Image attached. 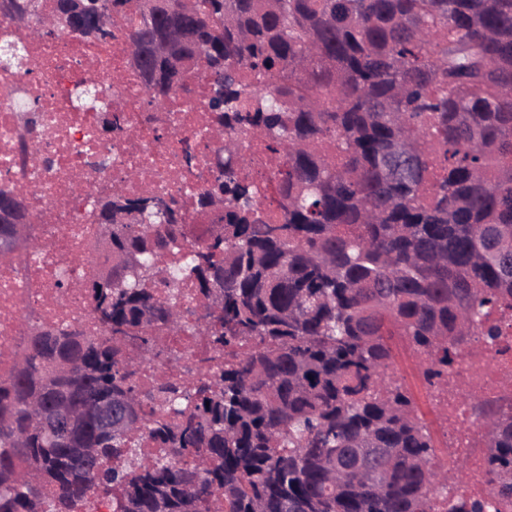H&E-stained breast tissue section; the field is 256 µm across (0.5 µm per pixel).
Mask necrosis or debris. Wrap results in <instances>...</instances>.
<instances>
[{
  "instance_id": "obj_1",
  "label": "necrosis or debris",
  "mask_w": 512,
  "mask_h": 512,
  "mask_svg": "<svg viewBox=\"0 0 512 512\" xmlns=\"http://www.w3.org/2000/svg\"><path fill=\"white\" fill-rule=\"evenodd\" d=\"M41 25L38 18L21 27L0 17V43L25 49L11 64L0 61V184L26 201L33 238L25 253L0 252V378L14 370L30 327L72 324L99 335L89 284L104 263L97 248L100 227L92 221V201L100 192L177 201L185 235L158 254L164 269L183 264L202 231L217 221L192 205L193 195L210 183L217 138L199 94L182 93L165 107L151 106L127 62L123 38L105 47L70 34L45 39L34 33ZM84 85L95 86L100 102L124 115L125 132L103 136L100 112L76 108L74 92ZM29 134L39 142V153L22 152L21 141ZM235 141L246 159L242 173L256 186L261 207H268L278 162L258 135L239 134ZM188 147L198 153L190 172L182 165ZM184 290L192 296V283ZM200 307L192 296L180 335L150 327L159 355L137 373L143 391L186 381L209 357L198 331ZM502 331L492 342L474 337L445 377L421 388L447 431L449 455L468 461L466 479L449 480L436 512H448L453 503L496 498L485 435L468 398L476 394L512 406V318L503 321Z\"/></svg>"
}]
</instances>
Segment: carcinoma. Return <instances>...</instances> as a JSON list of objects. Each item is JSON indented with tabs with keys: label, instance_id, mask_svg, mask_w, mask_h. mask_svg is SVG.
<instances>
[{
	"label": "carcinoma",
	"instance_id": "obj_1",
	"mask_svg": "<svg viewBox=\"0 0 512 512\" xmlns=\"http://www.w3.org/2000/svg\"><path fill=\"white\" fill-rule=\"evenodd\" d=\"M97 0H53L43 34L112 41ZM129 65L162 107L197 82L214 125L259 132L282 162L272 211L224 163L196 210L221 213L153 294L183 235L174 201L102 195L112 257L94 280L102 329H35L0 379V512H433L448 473L412 394L387 369L398 338L433 385L512 309V0H112ZM0 185V237L25 217ZM195 283L216 352L193 390L142 394L153 323L182 330ZM482 416L489 473L512 504V414ZM150 428L167 452L137 464Z\"/></svg>",
	"mask_w": 512,
	"mask_h": 512
}]
</instances>
